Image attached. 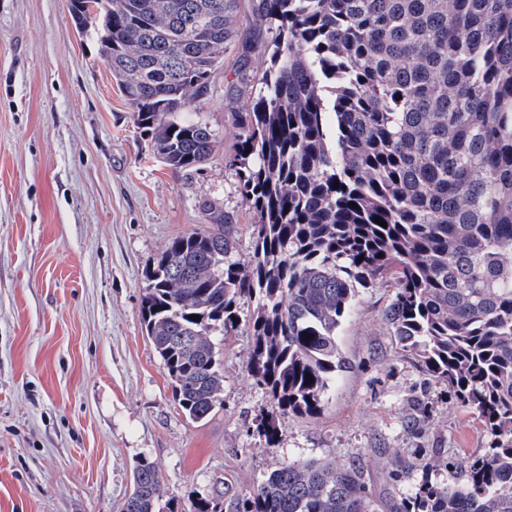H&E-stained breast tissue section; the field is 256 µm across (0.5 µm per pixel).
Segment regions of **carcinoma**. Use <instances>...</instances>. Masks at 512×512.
<instances>
[{
  "label": "carcinoma",
  "mask_w": 512,
  "mask_h": 512,
  "mask_svg": "<svg viewBox=\"0 0 512 512\" xmlns=\"http://www.w3.org/2000/svg\"><path fill=\"white\" fill-rule=\"evenodd\" d=\"M69 4L153 152L175 172L201 169L216 137L184 112L210 93L235 2ZM254 12L275 37L238 113L251 254L209 206L212 227L168 242L145 271L142 320L178 405L193 421L220 407L215 337L253 298L247 370L270 396L256 430L275 443L276 418L320 409L359 289L390 280L393 336L488 439L461 481L423 479L402 512H512V0H255ZM163 498L160 469L141 460L123 512H163ZM191 512L374 509L363 472L332 459L284 462Z\"/></svg>",
  "instance_id": "cac0c4a2"
}]
</instances>
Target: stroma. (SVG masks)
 Instances as JSON below:
<instances>
[{
    "instance_id": "stroma-1",
    "label": "stroma",
    "mask_w": 512,
    "mask_h": 512,
    "mask_svg": "<svg viewBox=\"0 0 512 512\" xmlns=\"http://www.w3.org/2000/svg\"><path fill=\"white\" fill-rule=\"evenodd\" d=\"M270 42L253 0H237L211 92L189 109L218 146L185 175L153 155L65 0H0V512H120L143 457L182 512L201 493H241L278 463L320 458L360 465L376 512H400L423 478L454 482L486 448L477 415L391 336L388 283L361 290L339 328L348 366L320 412L282 416L274 445L256 432L269 397L246 370L255 301H240L221 344L222 407L196 423L174 401L142 329L144 269L168 240L207 227V205L248 258L256 215L233 163L234 115L251 109ZM435 453L448 467L425 472Z\"/></svg>"
}]
</instances>
